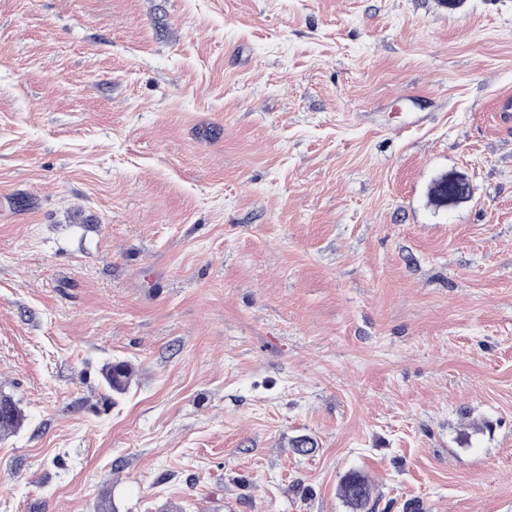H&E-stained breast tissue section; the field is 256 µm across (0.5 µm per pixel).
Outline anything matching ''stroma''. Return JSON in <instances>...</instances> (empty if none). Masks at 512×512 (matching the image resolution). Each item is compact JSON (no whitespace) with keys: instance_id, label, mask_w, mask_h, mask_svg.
<instances>
[{"instance_id":"1","label":"stroma","mask_w":512,"mask_h":512,"mask_svg":"<svg viewBox=\"0 0 512 512\" xmlns=\"http://www.w3.org/2000/svg\"><path fill=\"white\" fill-rule=\"evenodd\" d=\"M509 94L512 0H0V512H512ZM464 175L444 174L438 178L430 188V198L432 204L438 208H448V206L456 205L453 198L456 194H462L465 186ZM101 374L113 395L121 396L129 389L131 372L129 366L124 362L119 361L105 365ZM25 421V416L16 402L7 395L0 394V436L17 433ZM340 493L353 512H363L371 498V486L362 473L352 472L344 476Z\"/></svg>"}]
</instances>
